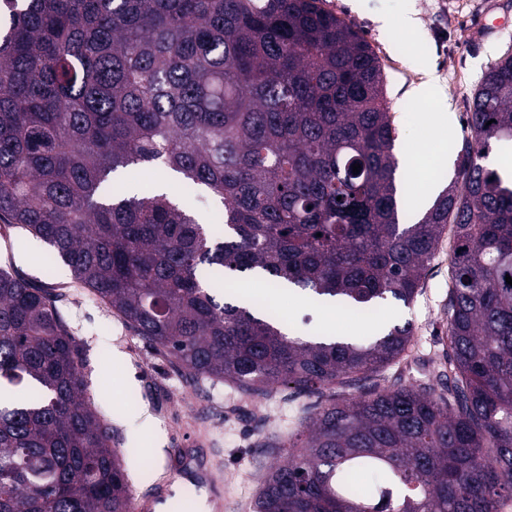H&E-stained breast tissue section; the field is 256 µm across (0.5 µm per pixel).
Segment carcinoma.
<instances>
[{"label":"carcinoma","mask_w":512,"mask_h":512,"mask_svg":"<svg viewBox=\"0 0 512 512\" xmlns=\"http://www.w3.org/2000/svg\"><path fill=\"white\" fill-rule=\"evenodd\" d=\"M468 126L456 182L404 224L381 63L322 0H0V222L187 382L327 398L254 512H500L512 497V184L480 163L512 143V54ZM131 165L207 193L223 223L111 187ZM448 228L446 395L369 388L408 323L298 336L226 288L250 273L378 314L413 301ZM83 363L55 297L1 267L0 512H130Z\"/></svg>","instance_id":"1"}]
</instances>
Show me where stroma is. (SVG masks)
<instances>
[{"instance_id":"stroma-1","label":"stroma","mask_w":512,"mask_h":512,"mask_svg":"<svg viewBox=\"0 0 512 512\" xmlns=\"http://www.w3.org/2000/svg\"><path fill=\"white\" fill-rule=\"evenodd\" d=\"M492 0H323L326 9L351 21L375 49L386 74L387 99L396 129V150L423 146L429 131L425 113L447 108L454 125L448 135V162L437 172V190L456 177L459 155L469 135L466 119L474 91L488 67L512 52V0H504L508 24L477 39L471 29L478 19L494 23ZM413 17L414 26L403 32L382 27L381 19ZM433 80L431 101L415 100L413 85ZM117 186L132 194L150 196L158 189L208 220L216 209L211 199L184 198L181 184L167 170L155 169L146 177L131 167L114 177ZM30 237L0 223V266H13L21 275L43 283ZM451 243L442 238L423 285L409 306L389 310L397 322L411 323L408 347L411 364H394L378 377V384L402 378L425 382L443 393L440 364L445 356L443 336L448 323V254ZM236 293L251 298L269 297L286 311L298 334L329 330L337 336H362L369 320L354 313L328 311L299 295H267L261 282L249 274L234 280ZM54 293L65 320L86 349L83 370L87 395L110 421L116 446L125 455L132 492L140 494L159 481H169L172 494L183 482L172 479L168 465L174 448L199 443L224 484V512H253L261 474L280 463L288 435L298 426L304 408L315 407L314 397L290 398L283 390L256 399H239L226 385L188 387L176 365L144 344L125 324L115 321L111 309L85 296L68 270L54 279Z\"/></svg>"}]
</instances>
